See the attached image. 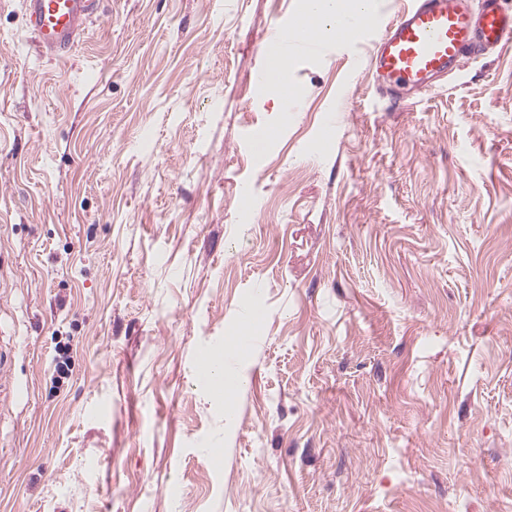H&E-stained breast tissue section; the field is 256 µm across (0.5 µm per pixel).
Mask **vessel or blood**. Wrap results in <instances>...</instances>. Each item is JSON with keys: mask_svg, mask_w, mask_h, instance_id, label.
Here are the masks:
<instances>
[{"mask_svg": "<svg viewBox=\"0 0 512 512\" xmlns=\"http://www.w3.org/2000/svg\"><path fill=\"white\" fill-rule=\"evenodd\" d=\"M98 0H22L28 27L43 53L61 57L76 46L97 9ZM471 10L467 0H414L410 9L388 24L374 42V77L379 85L410 89L431 87L456 72L466 60L512 41V11L502 0H479ZM297 37L279 28L260 48L265 81L288 65V53L319 51L321 42L311 23L298 27Z\"/></svg>", "mask_w": 512, "mask_h": 512, "instance_id": "1", "label": "vessel or blood"}]
</instances>
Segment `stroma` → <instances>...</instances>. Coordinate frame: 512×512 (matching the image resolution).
Segmentation results:
<instances>
[{
  "label": "stroma",
  "instance_id": "1",
  "mask_svg": "<svg viewBox=\"0 0 512 512\" xmlns=\"http://www.w3.org/2000/svg\"><path fill=\"white\" fill-rule=\"evenodd\" d=\"M18 2L0 512H512V42L383 91L327 40L273 98L298 0H100L57 59ZM295 30L299 31L298 37L290 38L288 42V30L276 28L274 34L267 36L260 48L265 65L256 74V79L266 81L278 74L283 68L288 67L289 49L302 53H315L321 47L314 26L306 22L295 24Z\"/></svg>",
  "mask_w": 512,
  "mask_h": 512
}]
</instances>
